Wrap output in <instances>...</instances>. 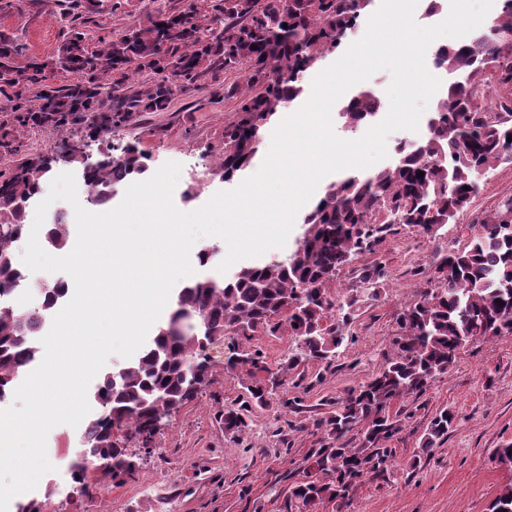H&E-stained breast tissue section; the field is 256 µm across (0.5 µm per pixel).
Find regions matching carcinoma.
I'll use <instances>...</instances> for the list:
<instances>
[{
	"label": "carcinoma",
	"instance_id": "carcinoma-1",
	"mask_svg": "<svg viewBox=\"0 0 512 512\" xmlns=\"http://www.w3.org/2000/svg\"><path fill=\"white\" fill-rule=\"evenodd\" d=\"M61 20L74 33L50 60L15 66L17 44L0 36V95L10 102L0 121V140L16 127H84L88 136L107 138L112 129L141 112H164L185 88L224 72V98L238 99L235 117L224 125V153L216 175L235 179L256 156L257 125L271 123L286 101L303 91V76L336 52L367 14L372 0H209L206 10L159 6L146 24L90 47L78 29L81 0H58ZM287 27H282V24ZM489 26L512 31V0H503ZM257 48H252V45ZM436 67L452 75L445 95L419 143L397 148L396 161L383 169L351 171L330 183L302 219L294 250L280 260L242 267L232 279L200 276L178 292L167 320L136 361L112 373L94 394L101 411L87 425L84 448L69 464L78 491L101 489L90 481L121 485L134 479V444L149 453L158 414L176 415L209 381L213 343L228 341L224 369L248 365L246 400L224 408V430L241 433L247 413L270 404L273 390L304 362L331 366L350 336L360 303L376 300L387 277L376 262L362 269L360 287L346 303L333 302L329 285L359 254L373 252L396 224L434 238L457 222L480 192L479 176L495 163H512V46L482 34L459 46L440 45ZM73 75L58 86L50 74ZM26 82L32 95L6 89ZM497 93L487 103L489 88ZM380 99L360 90L338 112L350 131L379 113ZM149 155L139 143L112 147L111 159L89 178L97 204L102 191L148 171ZM51 171L42 156H29L11 172H0V402L12 384L37 361L42 313L5 300L26 283L11 245L25 230L17 204L34 197ZM424 176L417 177L418 172ZM57 251L70 246L69 225L47 232ZM420 289L396 317L393 355L383 370L336 401V409L316 420L319 447L306 458L305 479L289 489L286 509L318 512L325 501L349 499L365 474L382 472L392 449L383 443L400 432L391 403L422 392L448 373L458 354L475 341L512 335V197L481 222L477 237L462 247L440 249ZM281 318L297 347L276 368L258 353L240 349L263 333L275 335ZM266 377L259 378L257 373ZM453 415L442 410L430 421L420 444L429 454L448 436ZM490 512H512V485L504 487Z\"/></svg>",
	"mask_w": 512,
	"mask_h": 512
}]
</instances>
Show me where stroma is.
<instances>
[{
  "instance_id": "35a3bbf8",
  "label": "stroma",
  "mask_w": 512,
  "mask_h": 512,
  "mask_svg": "<svg viewBox=\"0 0 512 512\" xmlns=\"http://www.w3.org/2000/svg\"><path fill=\"white\" fill-rule=\"evenodd\" d=\"M58 11L56 0H0V35L22 48L17 66L56 53L69 32ZM84 19L83 30L94 41L120 36L145 23L146 16L141 0H130L117 12L112 0H100ZM233 117L234 103L225 99L219 76L180 94L168 111L144 112L114 128L110 141L91 142L89 151L95 155L108 143L135 140L149 154L151 170L179 163L173 200L189 212L231 188L215 176L214 167L224 151V124ZM77 134L74 128H17L0 141V170L31 155L51 156ZM510 197L512 164L495 165L467 214L445 225L437 238L397 224L374 254L345 268L329 288L334 302L350 296L360 267L374 261L387 270L381 298L362 306L331 366L302 363L290 384L275 389L268 408L249 412L243 434L225 432L222 414L225 406L243 400L245 375L225 372L219 364L209 385L156 436L154 452L140 457L134 481L120 487L108 483L93 497L80 496L67 466L82 448L84 428L59 425L47 437L52 472L32 492L19 494V501L37 498L44 512H285L288 488L300 479L308 450L318 445L315 420L383 368L392 353L396 315L422 287L435 253L466 243L478 233V219ZM443 409L455 416L447 438L431 455L417 457L429 421ZM390 412L400 419L401 430L388 442L392 455L385 473L366 474L348 505L329 501L320 512H489L494 497L512 485V464L497 456L498 448L512 444V336L461 350L447 374L422 393L396 400Z\"/></svg>"
}]
</instances>
